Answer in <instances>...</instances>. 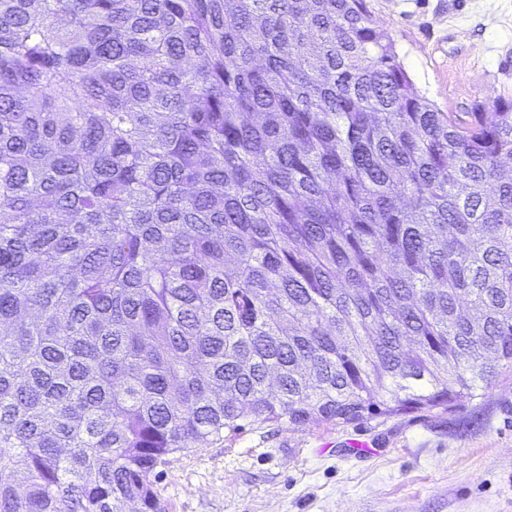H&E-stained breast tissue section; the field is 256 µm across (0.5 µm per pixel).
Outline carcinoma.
Listing matches in <instances>:
<instances>
[{"label":"carcinoma","instance_id":"obj_1","mask_svg":"<svg viewBox=\"0 0 512 512\" xmlns=\"http://www.w3.org/2000/svg\"><path fill=\"white\" fill-rule=\"evenodd\" d=\"M508 367L512 102L439 111L367 0H0V512Z\"/></svg>","mask_w":512,"mask_h":512}]
</instances>
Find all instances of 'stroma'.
Listing matches in <instances>:
<instances>
[{"label": "stroma", "mask_w": 512, "mask_h": 512, "mask_svg": "<svg viewBox=\"0 0 512 512\" xmlns=\"http://www.w3.org/2000/svg\"><path fill=\"white\" fill-rule=\"evenodd\" d=\"M443 112L512 102V0H367ZM163 512H512V371L452 408L295 425L243 420L169 455Z\"/></svg>", "instance_id": "1"}]
</instances>
